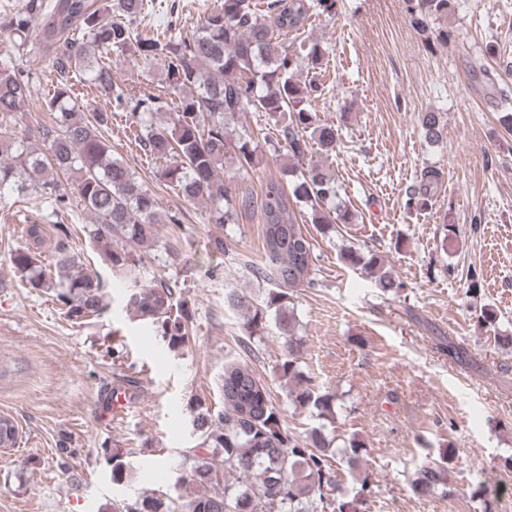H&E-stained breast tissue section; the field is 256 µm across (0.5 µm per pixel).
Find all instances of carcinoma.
I'll return each instance as SVG.
<instances>
[{
  "mask_svg": "<svg viewBox=\"0 0 512 512\" xmlns=\"http://www.w3.org/2000/svg\"><path fill=\"white\" fill-rule=\"evenodd\" d=\"M410 11L424 20L447 17L452 0H410ZM332 14L335 0H220L194 23L192 34L141 31L144 0H24L0 12V36L10 40L18 59H0V208L11 209L30 196L52 205L57 243L52 263L40 260L44 227L23 225L24 246L11 255L16 273L34 288L49 290L65 317L79 324L98 318L107 308L98 271L84 264L69 243L61 222L74 194L90 214L89 238L112 277L125 285L124 308L132 318L160 332L168 348L188 345L193 309L178 285L148 277L145 257L177 242L180 219L158 209L155 194L112 154L105 130L112 117L126 128L145 157L160 160L158 179L186 200L208 204V224H234L238 210L253 207L262 221L263 254L250 274L268 285L263 299L231 289L224 302L245 311L242 327L249 337L277 329L286 337L287 353L277 364L287 386L286 401L276 403L265 381L236 358L224 361L221 391L224 409L197 401L192 420L198 442L180 451V474L174 492L156 490L135 499L118 498L112 512H358L357 503L373 494L372 475L356 478L349 494L336 479V465H358L362 447L337 445L336 394L313 383L300 368L303 346L296 336L294 291L314 288V245L299 221L306 219L324 236L352 223L351 213L336 206L340 185L321 157L336 151L338 129L322 122L311 103L322 94L317 80L325 49L318 43L295 51L281 36L298 34L311 24L314 6ZM130 55L158 65L166 74L162 91L146 93L118 84L109 55ZM33 54L52 59L53 90L44 98L51 126L43 129V146L34 147L16 130V113L38 94L33 74L17 60ZM311 78L300 80L302 70ZM106 100L109 109L85 112L72 78ZM262 112L276 136L260 137L242 116ZM420 135L430 144L443 141L445 124L438 112H424ZM289 159L291 189L279 179L265 183L259 198L236 197L224 184V164L238 170L256 167L266 153ZM439 172L426 169L408 192L418 210L431 206ZM344 264L377 274L383 296L398 298L406 284L384 269L376 252L349 247ZM313 419L298 431L286 410ZM18 429L0 416V449L15 447ZM425 464L410 488L424 497L448 489L445 461ZM220 458V465L213 459ZM101 461L112 483L131 478L122 448L104 447ZM192 483L202 491L183 495Z\"/></svg>",
  "mask_w": 512,
  "mask_h": 512,
  "instance_id": "1",
  "label": "carcinoma"
}]
</instances>
